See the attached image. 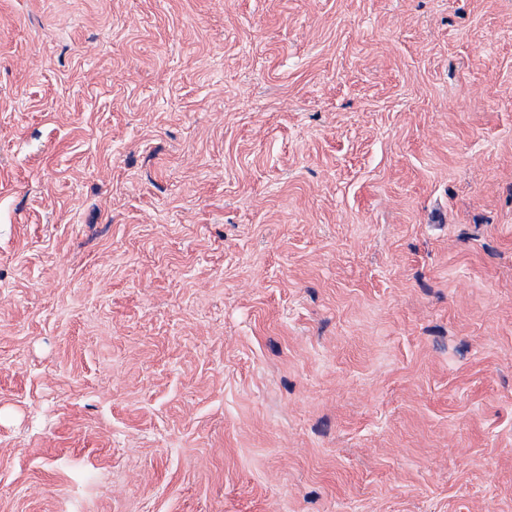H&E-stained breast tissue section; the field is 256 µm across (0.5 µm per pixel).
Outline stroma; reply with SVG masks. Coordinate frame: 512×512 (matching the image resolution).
<instances>
[{
	"label": "stroma",
	"mask_w": 512,
	"mask_h": 512,
	"mask_svg": "<svg viewBox=\"0 0 512 512\" xmlns=\"http://www.w3.org/2000/svg\"><path fill=\"white\" fill-rule=\"evenodd\" d=\"M512 512V0H0V512Z\"/></svg>",
	"instance_id": "35a3bbf8"
}]
</instances>
